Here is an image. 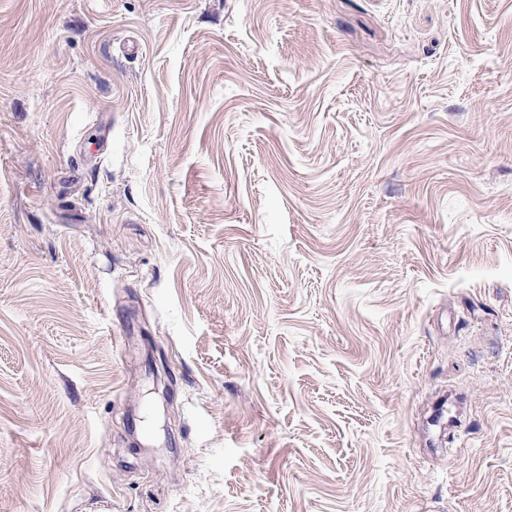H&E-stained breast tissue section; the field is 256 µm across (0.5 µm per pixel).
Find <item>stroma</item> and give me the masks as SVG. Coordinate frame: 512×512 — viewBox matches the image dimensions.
Wrapping results in <instances>:
<instances>
[{"label": "stroma", "mask_w": 512, "mask_h": 512, "mask_svg": "<svg viewBox=\"0 0 512 512\" xmlns=\"http://www.w3.org/2000/svg\"><path fill=\"white\" fill-rule=\"evenodd\" d=\"M0 512H512V0H0Z\"/></svg>", "instance_id": "obj_1"}]
</instances>
